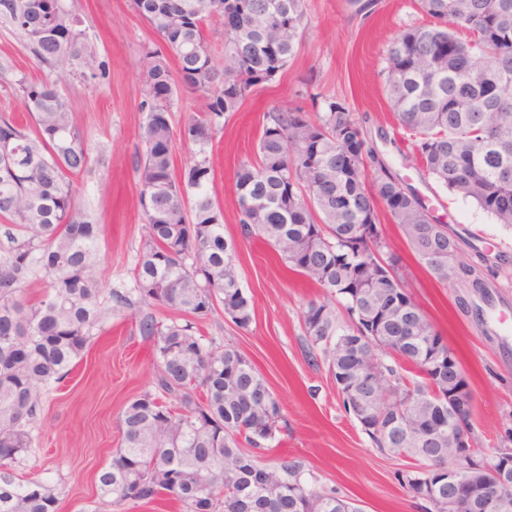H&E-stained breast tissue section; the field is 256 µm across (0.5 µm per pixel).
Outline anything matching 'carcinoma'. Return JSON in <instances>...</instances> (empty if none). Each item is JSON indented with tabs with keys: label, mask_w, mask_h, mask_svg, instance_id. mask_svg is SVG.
I'll list each match as a JSON object with an SVG mask.
<instances>
[{
	"label": "carcinoma",
	"mask_w": 512,
	"mask_h": 512,
	"mask_svg": "<svg viewBox=\"0 0 512 512\" xmlns=\"http://www.w3.org/2000/svg\"><path fill=\"white\" fill-rule=\"evenodd\" d=\"M426 21L405 29L387 49L389 109L413 136L423 171L512 227V0H416ZM161 39L142 54L143 99L134 154L145 235L135 294L103 295L97 272L99 227L79 200L73 178L89 169L91 148L57 84L105 75L98 48L67 0H0L10 30L37 66L38 82L16 80L31 124L0 119V151L16 166L0 168V512H57L62 489L21 480L44 389L83 358L112 314L131 312L153 349L156 388L120 416L121 446L96 476L100 499L117 507L174 500L185 512H361L353 499L306 476L300 459L268 469L251 484L258 455L288 430L281 406L254 364L235 345L215 344L198 323L216 307L249 326L253 306L240 284L237 246L224 236V210L210 183L209 148L256 87L293 60L306 18L305 0H132ZM230 12L224 51L215 56L205 30ZM463 28L475 35L460 40ZM175 59L172 71L169 59ZM206 98L180 129L190 156L173 165L170 112L181 89ZM376 157L347 108L332 101L313 118L299 107L263 115L254 158L235 171L238 223L281 262L322 288L301 313L310 349L320 350L343 393L342 404L372 444L413 465L397 472L425 512H444L446 476L420 467L421 455L448 460V433L418 451L399 434L423 429L448 382L463 371L456 355L408 292L407 268L380 222L385 209L416 261L446 283L471 271L416 195L384 173L369 178ZM44 282L30 298L26 285ZM346 315L338 319L336 308ZM183 320L160 319L155 311ZM357 336L376 346L356 347ZM251 391L267 395L251 404ZM174 395L168 405L162 395ZM512 450H477L470 465L487 474Z\"/></svg>",
	"instance_id": "1"
}]
</instances>
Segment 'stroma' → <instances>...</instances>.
Instances as JSON below:
<instances>
[{"label":"stroma","mask_w":512,"mask_h":512,"mask_svg":"<svg viewBox=\"0 0 512 512\" xmlns=\"http://www.w3.org/2000/svg\"><path fill=\"white\" fill-rule=\"evenodd\" d=\"M87 36L106 63L105 77L70 80L57 90L83 130L92 163L77 178L79 199L101 226L98 275L103 290L135 288L133 269L144 236L134 166L143 120L141 56L156 36L131 0H70ZM300 47L286 70L258 87L238 112L227 115L210 152L213 192L224 210V232L234 238L241 286L254 316L240 328L216 309L199 331L215 343H234L265 378L288 420L281 449L302 459L321 483L358 500L363 512H422L395 478L400 461L373 448L344 410L336 385L305 341L301 312L320 288L287 269L268 245L243 236L238 224L234 173L253 157L264 112L299 107L326 112L344 104L388 173L415 193L454 235L474 272L441 283L413 258L395 225L384 222L408 266L407 289L460 360L473 393L471 424L481 447L512 449V230L434 179L404 155L409 136L384 95L389 45L421 24L413 0H306ZM41 70L19 41L0 29V117L26 110L14 91L20 77ZM157 368L134 320L113 316L108 331L77 361L70 375L50 385L33 427L29 461L20 478L61 484L58 512H117L100 503L98 471L120 446L125 405L152 388Z\"/></svg>","instance_id":"1"}]
</instances>
